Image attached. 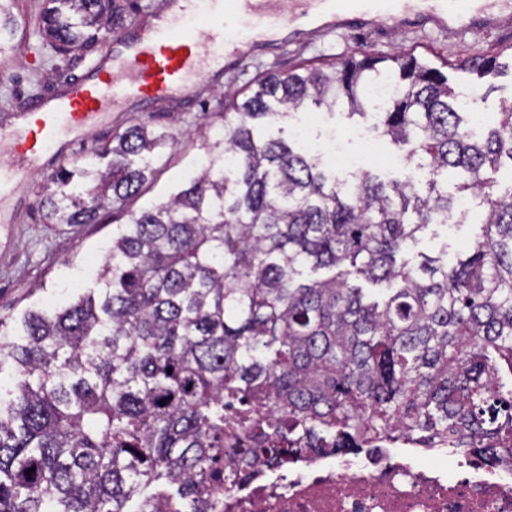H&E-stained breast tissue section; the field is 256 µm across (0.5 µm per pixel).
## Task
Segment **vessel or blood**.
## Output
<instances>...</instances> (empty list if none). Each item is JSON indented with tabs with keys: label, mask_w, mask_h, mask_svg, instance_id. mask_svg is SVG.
Listing matches in <instances>:
<instances>
[{
	"label": "vessel or blood",
	"mask_w": 512,
	"mask_h": 512,
	"mask_svg": "<svg viewBox=\"0 0 512 512\" xmlns=\"http://www.w3.org/2000/svg\"><path fill=\"white\" fill-rule=\"evenodd\" d=\"M172 15L159 17L151 36L110 40L104 67L64 91L32 101L16 122L0 127L10 142L9 162H0V200L14 197L21 178L61 156L64 147L95 125L111 107L131 100L151 102L184 92L231 65L242 50L263 47L267 31L305 27L316 18L350 26L372 15L397 25L433 26L465 34L497 28L512 17V0H291L288 17L270 15L264 0H173Z\"/></svg>",
	"instance_id": "b4317fda"
}]
</instances>
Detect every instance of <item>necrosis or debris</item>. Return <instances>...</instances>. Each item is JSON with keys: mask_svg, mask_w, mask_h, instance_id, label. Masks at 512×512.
<instances>
[{"mask_svg": "<svg viewBox=\"0 0 512 512\" xmlns=\"http://www.w3.org/2000/svg\"><path fill=\"white\" fill-rule=\"evenodd\" d=\"M319 121V113H304L297 136L328 167L352 172L375 156L371 141L351 155L337 150L334 139H313ZM250 473L231 487L211 482L203 493L211 502L206 512H512V460L490 467L381 444L351 457L265 460Z\"/></svg>", "mask_w": 512, "mask_h": 512, "instance_id": "4bbe7bcc", "label": "necrosis or debris"}]
</instances>
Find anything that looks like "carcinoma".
<instances>
[{
	"instance_id": "carcinoma-1",
	"label": "carcinoma",
	"mask_w": 512,
	"mask_h": 512,
	"mask_svg": "<svg viewBox=\"0 0 512 512\" xmlns=\"http://www.w3.org/2000/svg\"><path fill=\"white\" fill-rule=\"evenodd\" d=\"M13 3L0 0V56ZM48 3L40 29L64 54L115 24L112 0ZM383 81L395 91L377 106ZM311 105L374 117L428 179L340 182L261 132ZM223 115L222 141L200 135L207 164L147 208L129 203L175 146L165 128L130 126L99 162L48 178L46 223L126 222L93 287L0 334V512H145L158 498L204 512L206 477L237 484L244 458L395 438L487 465L512 454V186L495 177L512 165V104L474 135L440 69L362 53L267 71L225 93ZM462 196L481 208L474 245L451 263L407 257L430 225L472 220Z\"/></svg>"
}]
</instances>
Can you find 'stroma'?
I'll return each instance as SVG.
<instances>
[{
	"label": "stroma",
	"mask_w": 512,
	"mask_h": 512,
	"mask_svg": "<svg viewBox=\"0 0 512 512\" xmlns=\"http://www.w3.org/2000/svg\"><path fill=\"white\" fill-rule=\"evenodd\" d=\"M45 0H15L19 22L17 48L0 61V118L23 111L37 95L51 96L83 78L98 63L102 45L74 56L54 52L44 38L40 16ZM358 50L382 54L415 52L434 63H447L448 84L457 98L472 99L476 110L495 119L503 102L512 101V73L477 77L464 70L465 61L480 55H512V25L495 30H475L464 36L442 30L423 36L408 27L371 20L362 26L334 31L319 29L240 58L222 80L201 82L187 96L150 103L127 102L112 108L102 122L68 148L63 162L95 157L115 133L133 124L167 128L176 139L174 150L164 156L154 180L131 203L140 209L175 192L186 172L201 155L199 135L224 127L216 110L227 89H241L277 66L322 65ZM49 163L26 175L18 194L0 204V316L19 321L32 309L67 302L75 284L91 286L89 270L98 268L105 247L111 246L117 226L100 224H46L38 209L47 178L56 170ZM476 224L433 225L418 248L429 254L440 249L456 253L476 237Z\"/></svg>",
	"instance_id": "obj_1"
}]
</instances>
